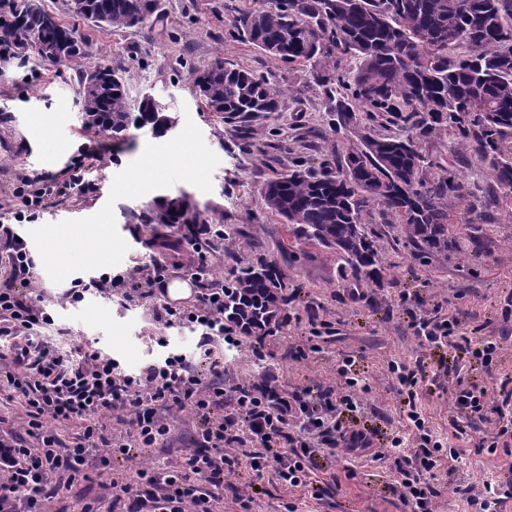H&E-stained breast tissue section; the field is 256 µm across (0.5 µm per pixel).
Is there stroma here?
Returning a JSON list of instances; mask_svg holds the SVG:
<instances>
[{
    "instance_id": "35a3bbf8",
    "label": "stroma",
    "mask_w": 512,
    "mask_h": 512,
    "mask_svg": "<svg viewBox=\"0 0 512 512\" xmlns=\"http://www.w3.org/2000/svg\"><path fill=\"white\" fill-rule=\"evenodd\" d=\"M44 4L83 38L88 63L124 70L131 97L152 90L179 119L177 128L163 137L132 129L113 141L111 156L87 172L89 191L80 197L64 186L82 147L97 131L82 126L78 118L81 84L76 69L36 62L21 49L8 76L0 77V205L21 174L41 176L53 189L40 219L20 224L16 231L35 258L38 285L52 301L55 321L65 329L57 344L95 349L130 375L163 363L172 353L196 358L203 327L158 323L154 311L169 302V295L142 296L156 260L148 242L178 204L186 215L197 214L224 227V238L211 239L205 247L213 270L209 287H223L225 279L261 259L277 264L288 282L287 321L276 335L261 340L243 336L238 344L216 346V354L224 358L226 390L272 377L282 390L300 391L336 380L339 366H346L348 376L367 389L359 416L378 430L380 446L386 449L403 425L398 381L388 365L419 361L424 378L418 394L427 414L447 436L449 447L464 449L466 458L452 476V487L441 489L435 512H463L454 486L475 484L491 474L512 483V456L479 453L472 444L494 430L495 417L468 423L466 436H453L442 368L452 364L454 350L421 344L409 326L414 312L439 309L457 316L468 334L499 337L503 346L494 368L468 364L462 377L493 396L501 379L512 376V318L505 315L512 310V197H504L488 161L462 150L452 137L425 138L424 154L435 167L456 172L482 218L474 222L469 213L459 211L457 247L447 260H416L395 217L382 207L370 208L363 222L375 236L389 276L378 286L356 285L334 252L295 241L265 204L270 179L298 164L321 167L345 141L331 128L328 98L311 67L276 61L232 28V20L252 7L253 0H161L152 25L107 30L72 17L67 0ZM218 57L281 89L278 112L245 129L204 111L189 72ZM187 136L200 154V170L177 161L142 192L125 190L124 182L135 174L145 149L167 155L176 140ZM98 224L111 227L109 260L74 255L68 276L60 277L47 258L48 232ZM105 272L127 275L126 287L113 288L108 295L90 291L75 306L62 302L73 279L88 281ZM355 288L361 291L356 298L351 295ZM198 428L188 411L174 413L167 441L141 449L115 467L132 478L141 467L163 468L179 461L199 448ZM349 464L348 456L340 453L316 472L324 488L317 500L309 492L282 486L273 471H265L257 482L250 468L241 466L224 476L223 510L285 512L292 503L299 512H405L393 491V460L358 467L352 479L345 472ZM248 490L254 501L246 509L242 498Z\"/></svg>"
}]
</instances>
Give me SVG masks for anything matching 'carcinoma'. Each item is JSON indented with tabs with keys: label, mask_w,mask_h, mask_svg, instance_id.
<instances>
[{
	"label": "carcinoma",
	"mask_w": 512,
	"mask_h": 512,
	"mask_svg": "<svg viewBox=\"0 0 512 512\" xmlns=\"http://www.w3.org/2000/svg\"><path fill=\"white\" fill-rule=\"evenodd\" d=\"M80 17L98 28L152 24L160 0H88ZM40 0H12L0 23V43L21 46L41 61L79 67L80 120L87 127L125 137L134 127L157 136L175 129L178 117L156 98L133 100L125 78L85 61L83 40L68 25L44 27ZM512 0H259L232 22L245 41L274 60L314 62L313 78L335 104L333 131L351 122L363 134L335 152L318 172L298 165L267 182L265 200L288 224L295 240L336 253L355 280L379 284L387 272L362 216L374 204L397 218L418 258H448L455 237L451 220L471 214L468 189L449 170L436 181L421 140L451 135L490 162L496 182L512 194ZM49 39L73 49L46 56ZM465 47V54L453 55ZM354 61L341 75L346 58ZM204 109L218 117H266L279 111L282 92L251 71L217 58L190 70ZM345 89L334 97L333 85ZM388 115L409 129L382 137L363 122ZM285 277L258 261L224 281V325L246 337L280 330L288 305Z\"/></svg>",
	"instance_id": "1"
}]
</instances>
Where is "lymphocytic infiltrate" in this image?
Instances as JSON below:
<instances>
[{
	"label": "lymphocytic infiltrate",
	"instance_id": "1",
	"mask_svg": "<svg viewBox=\"0 0 512 512\" xmlns=\"http://www.w3.org/2000/svg\"><path fill=\"white\" fill-rule=\"evenodd\" d=\"M220 224H170L156 235L153 244L164 250L168 263L154 266L155 281H163L169 266L180 265L185 243L220 238ZM9 251L8 267L0 275V341L10 352L0 355V395L19 399L25 407L26 437H0V512H42V497L50 488L70 487L89 471L110 468L113 458L129 456L132 448H151L170 432L167 416L173 409H190L199 418L203 450L163 471L140 470L137 482L115 477L112 512H216L217 488L224 485L225 472L248 461L255 474L273 468L278 480L293 489L311 490L321 496L322 486L309 472L315 447L345 449L351 458L377 462L384 454L375 444V432L360 423H343L337 408L356 411L353 391L356 379L344 378L342 386L322 384L316 401L298 392L255 383L237 387L233 398L224 396V360L216 356L215 338H227L224 329V291L205 287L209 276L206 259H198L189 270L199 293L194 304L164 306L167 324H197L204 327L203 359L210 363L211 378L202 382L189 359L181 353L164 363L149 365L136 376L118 373L110 357L94 350L72 356L44 343L53 317L31 298L35 292V264L26 242L11 225H0ZM415 335L428 346H447L468 362L491 367L499 350L498 341L465 335L456 320L434 312L412 316ZM408 422L407 435L394 437L393 453L404 451L407 440L417 445L416 459L399 468L396 490L408 512H431L438 495L434 485L441 473L452 472L462 460V449L444 447L428 420L417 408V386L422 366L393 365ZM450 400L458 417L497 415L493 432L479 439L476 449L496 453L512 451V378H504L496 397L485 388L457 378ZM112 415L132 428V444L111 442L98 426L100 415ZM306 419V436L292 434L288 426ZM79 420L84 430L72 447H61L54 424ZM248 438L247 448L229 454V447Z\"/></svg>",
	"mask_w": 512,
	"mask_h": 512
}]
</instances>
